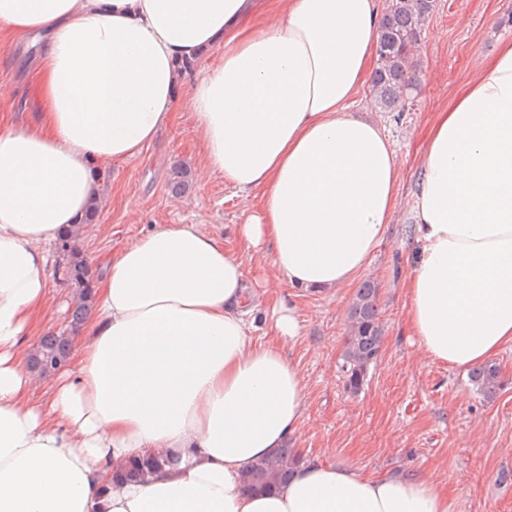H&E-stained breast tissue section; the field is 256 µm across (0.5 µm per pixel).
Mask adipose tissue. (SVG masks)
Here are the masks:
<instances>
[{
	"instance_id": "adipose-tissue-1",
	"label": "adipose tissue",
	"mask_w": 512,
	"mask_h": 512,
	"mask_svg": "<svg viewBox=\"0 0 512 512\" xmlns=\"http://www.w3.org/2000/svg\"><path fill=\"white\" fill-rule=\"evenodd\" d=\"M0 0V33L39 44L36 123L0 126V512H448L433 475L323 463L277 490L244 476L299 431L301 331L282 287L335 290L399 207L383 127L352 107L377 66L380 0ZM200 179L257 204L224 242L166 224L113 256L76 369L34 395L26 334L50 293L45 246L100 196L97 165L141 157L175 110L182 64ZM407 324L458 371L512 348V41L428 132L413 193ZM274 299L273 341L251 314ZM170 457L116 482L127 461Z\"/></svg>"
}]
</instances>
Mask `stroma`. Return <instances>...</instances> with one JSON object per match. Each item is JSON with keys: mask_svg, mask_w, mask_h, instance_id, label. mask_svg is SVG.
Returning a JSON list of instances; mask_svg holds the SVG:
<instances>
[{"mask_svg": "<svg viewBox=\"0 0 512 512\" xmlns=\"http://www.w3.org/2000/svg\"><path fill=\"white\" fill-rule=\"evenodd\" d=\"M512 0H435L414 58L416 86L406 112L376 110L372 117L395 144L401 166L400 208L365 270L379 289L377 304L384 344L368 380L348 391L338 362L356 288L333 293L297 290L293 300L301 334L289 353L306 382L308 417L291 446L308 461L348 467L363 474L406 475L434 471L448 486V512H512V349L495 358L501 386L489 398L476 393L461 371L427 360L406 325L403 281L414 251L410 194L429 128L453 95L489 63L502 41L512 40ZM29 42L0 43V116L33 120L38 110L29 87ZM200 132L186 96H179L173 122L142 157L102 166L101 205L96 223L85 228L78 246L106 274L113 251L157 224H196L232 241L253 205L235 195L223 177L192 182L183 196L172 195L168 173L180 163L202 167ZM49 303L30 321L27 343L67 328L63 308L71 294L59 273H51Z\"/></svg>", "mask_w": 512, "mask_h": 512, "instance_id": "1", "label": "stroma"}]
</instances>
